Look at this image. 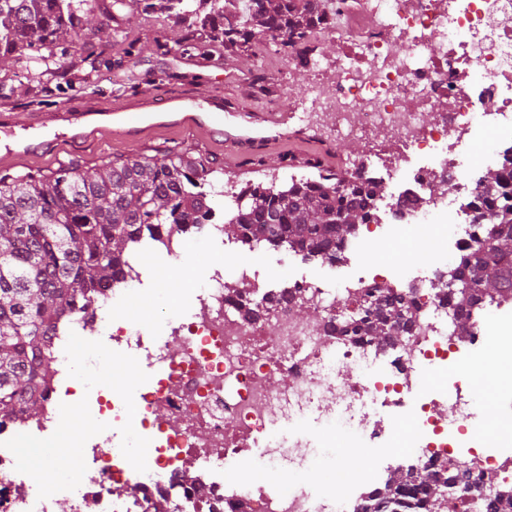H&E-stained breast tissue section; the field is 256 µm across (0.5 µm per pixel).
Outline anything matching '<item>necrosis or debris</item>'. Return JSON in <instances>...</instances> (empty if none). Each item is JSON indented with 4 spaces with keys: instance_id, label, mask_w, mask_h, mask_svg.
<instances>
[{
    "instance_id": "4bbe7bcc",
    "label": "necrosis or debris",
    "mask_w": 512,
    "mask_h": 512,
    "mask_svg": "<svg viewBox=\"0 0 512 512\" xmlns=\"http://www.w3.org/2000/svg\"><path fill=\"white\" fill-rule=\"evenodd\" d=\"M316 35L335 38L338 48L331 57H302L308 79L296 101L300 121L329 120L330 135L361 144L355 166L364 177L396 187L376 202L357 248L380 249L409 225L420 232L417 247L431 248L427 229L447 216L451 184L468 200L465 227L449 237L448 252L469 253L480 233L473 200L481 186L463 151L493 162L512 182V164L491 150L512 141V0H338ZM201 242L221 243L224 262L212 268L210 287L187 289L185 313L164 319L161 334L114 316L131 297L152 298L137 260L59 324L41 417L0 426V512H55L62 502L69 512H359L377 487L367 472L351 476L354 493L341 504L331 481L310 484L323 433L306 426L271 436L279 419L305 412L334 423L365 461L389 454L392 429L411 420L421 477L471 449L470 478L448 512H486L487 499L512 492V457L496 456L512 436L477 441L470 424V392L512 350V321L489 317L480 304L460 336L447 264L417 273L388 265L360 276L340 301L326 278H266L265 247L225 238L220 224L145 243L142 252L184 260ZM401 290L415 316L404 336L379 346L349 331L367 297ZM299 301L307 319L290 308ZM75 337L87 346L79 356ZM116 350L153 367V376L129 393L105 388L100 371ZM436 375L444 379L438 389L429 383ZM74 400L89 420L124 430L128 440L69 433L61 445L77 451L75 476L42 489L37 474L19 466L18 447L54 437L55 421ZM262 441L274 450L270 468L285 461L297 471L291 490L255 480L259 464L250 451ZM186 461L196 465L188 481ZM129 474L135 495H114L113 484Z\"/></svg>"
}]
</instances>
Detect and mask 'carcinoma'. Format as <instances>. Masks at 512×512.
Listing matches in <instances>:
<instances>
[{
	"label": "carcinoma",
	"instance_id": "cac0c4a2",
	"mask_svg": "<svg viewBox=\"0 0 512 512\" xmlns=\"http://www.w3.org/2000/svg\"><path fill=\"white\" fill-rule=\"evenodd\" d=\"M224 16V0H0V63L21 64L36 89L70 81L74 70L98 74L112 60L95 40L123 47L120 26L95 25L99 15L158 14L178 35L159 46L197 48L207 35L224 51L244 53L268 35H279L283 53L311 39L323 20L320 0H242ZM81 33L84 40L73 43ZM201 157L166 153L139 156L86 170L70 162L50 176L0 174V422L33 418L46 401L56 324L86 302L96 288L117 279L135 255V244L160 231L183 232L210 217L218 179ZM490 196L478 198L482 238L462 264L457 330H470V308L481 299L512 298V186L492 171ZM382 194L375 181L345 182L335 173L281 188L247 183L224 231L258 244L282 242L306 256L334 254L336 246L370 219ZM357 331L381 345L413 322L397 299H376ZM415 465L397 467L361 512H442L443 487L469 477L458 462L447 476L413 482Z\"/></svg>",
	"mask_w": 512,
	"mask_h": 512
}]
</instances>
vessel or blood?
I'll return each mask as SVG.
<instances>
[{
	"instance_id": "obj_1",
	"label": "vessel or blood",
	"mask_w": 512,
	"mask_h": 512,
	"mask_svg": "<svg viewBox=\"0 0 512 512\" xmlns=\"http://www.w3.org/2000/svg\"><path fill=\"white\" fill-rule=\"evenodd\" d=\"M295 118L286 112H229L218 94L170 96L155 93L132 97L128 103L109 110L61 108L37 120L20 119L16 113H0V134L6 143L5 156L39 153L55 145L90 139L100 131L128 142L144 138L148 123L170 124L217 134L225 142L247 147L263 139L281 137Z\"/></svg>"
}]
</instances>
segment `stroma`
I'll list each match as a JSON object with an SVG mask.
<instances>
[{
    "mask_svg": "<svg viewBox=\"0 0 512 512\" xmlns=\"http://www.w3.org/2000/svg\"><path fill=\"white\" fill-rule=\"evenodd\" d=\"M127 41L135 47L132 60H125L121 50H113L116 65L99 77H75L71 86L43 96L35 95L20 66L0 70V110L18 113L21 118L49 114L61 107L97 103L112 106L121 100L151 89L160 93L193 95L216 91L224 96L229 110L253 106L291 109L299 95V87L307 80L306 71L289 64L281 53L271 51L268 41L255 43L251 53L239 57L227 56L224 46L207 42L198 50H159L156 41L167 35L168 28L161 18L138 15L124 20ZM187 151L211 161L223 169L226 183L284 182L290 176H317L319 171L344 174L349 172L361 154L356 142L339 143L319 126L299 125L296 135L270 141L255 155H238L227 149L217 137L201 131H191L167 125L154 129L144 140L132 143L103 131L84 143L65 145L44 153L0 161V170L14 174L28 172L47 174L70 160L88 167L127 159L136 155H161L169 151ZM429 259L428 252L393 247L373 252L368 258L351 255L338 275L334 288L336 298H344V283L364 272L398 261L415 268ZM191 267L157 257L148 273L156 288L201 285L211 266L224 262L217 248L201 245L191 259ZM496 387H481L478 397L482 414L477 422L490 430L502 423L504 415L498 399L512 392V361L504 362L497 376Z\"/></svg>",
    "mask_w": 512,
    "mask_h": 512,
    "instance_id": "1",
    "label": "stroma"
}]
</instances>
